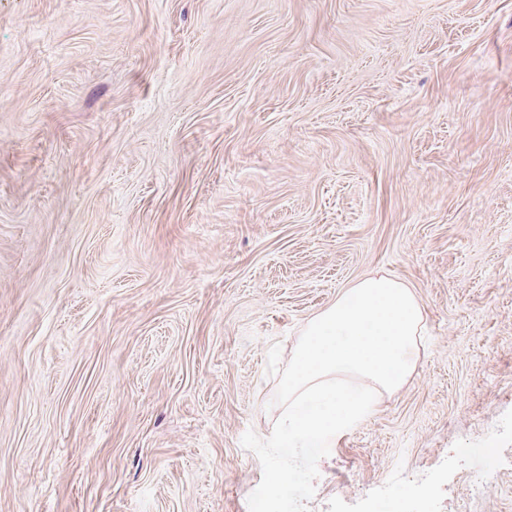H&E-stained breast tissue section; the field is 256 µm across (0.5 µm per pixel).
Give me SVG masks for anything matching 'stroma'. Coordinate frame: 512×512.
Masks as SVG:
<instances>
[{
	"label": "stroma",
	"instance_id": "stroma-1",
	"mask_svg": "<svg viewBox=\"0 0 512 512\" xmlns=\"http://www.w3.org/2000/svg\"><path fill=\"white\" fill-rule=\"evenodd\" d=\"M378 272L424 341L308 512H512V0H0V512H248Z\"/></svg>",
	"mask_w": 512,
	"mask_h": 512
}]
</instances>
